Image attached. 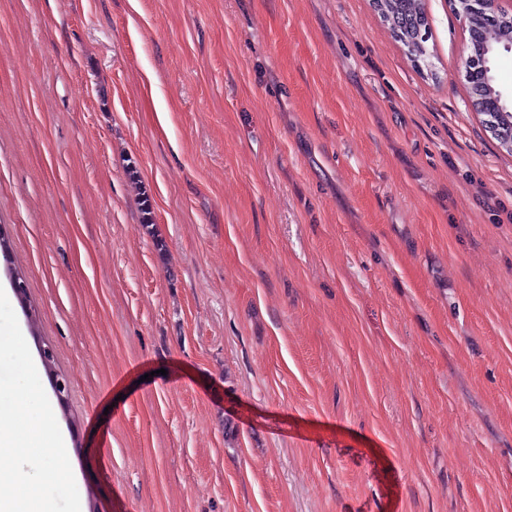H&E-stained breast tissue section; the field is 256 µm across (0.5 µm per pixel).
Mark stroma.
I'll return each instance as SVG.
<instances>
[{
  "instance_id": "obj_1",
  "label": "stroma",
  "mask_w": 512,
  "mask_h": 512,
  "mask_svg": "<svg viewBox=\"0 0 512 512\" xmlns=\"http://www.w3.org/2000/svg\"><path fill=\"white\" fill-rule=\"evenodd\" d=\"M425 11L0 0V285L96 512H512V153ZM423 0H377V10L392 33L407 48L415 61H425L429 52L422 30L428 24Z\"/></svg>"
}]
</instances>
